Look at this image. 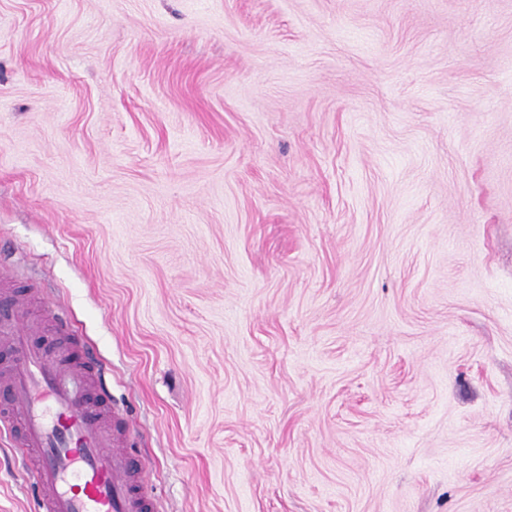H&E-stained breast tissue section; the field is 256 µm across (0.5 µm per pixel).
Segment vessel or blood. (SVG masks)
<instances>
[{
	"label": "vessel or blood",
	"mask_w": 512,
	"mask_h": 512,
	"mask_svg": "<svg viewBox=\"0 0 512 512\" xmlns=\"http://www.w3.org/2000/svg\"><path fill=\"white\" fill-rule=\"evenodd\" d=\"M13 302L12 318L0 320V346L11 353L0 371V392L10 395L0 425L12 431L38 512H158L140 481L144 464L125 446V412L113 404L98 359L52 306L45 314L66 346L48 352L35 340L40 322L29 297Z\"/></svg>",
	"instance_id": "obj_1"
}]
</instances>
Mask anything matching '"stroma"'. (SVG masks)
I'll use <instances>...</instances> for the list:
<instances>
[{"label": "stroma", "instance_id": "stroma-1", "mask_svg": "<svg viewBox=\"0 0 512 512\" xmlns=\"http://www.w3.org/2000/svg\"><path fill=\"white\" fill-rule=\"evenodd\" d=\"M0 269L161 512H512V0H0Z\"/></svg>", "mask_w": 512, "mask_h": 512}]
</instances>
